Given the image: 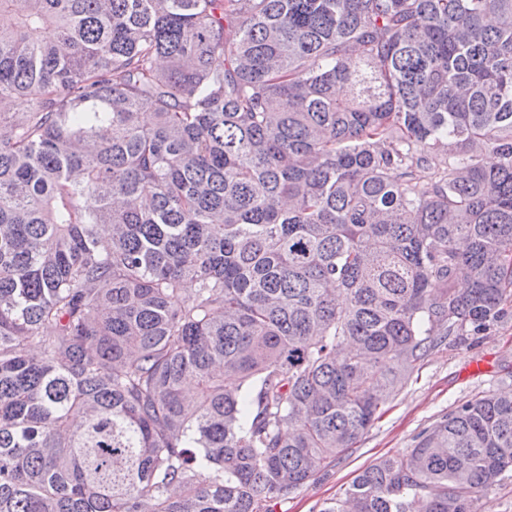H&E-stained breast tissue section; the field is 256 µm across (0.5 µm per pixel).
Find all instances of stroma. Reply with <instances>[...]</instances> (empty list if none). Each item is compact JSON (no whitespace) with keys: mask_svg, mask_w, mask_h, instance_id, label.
<instances>
[{"mask_svg":"<svg viewBox=\"0 0 512 512\" xmlns=\"http://www.w3.org/2000/svg\"><path fill=\"white\" fill-rule=\"evenodd\" d=\"M485 362V372L466 374L470 362ZM512 391V316L487 333L435 347L408 383L383 408L379 419L353 448L324 473L288 497L267 503V512H322L330 499L383 456L413 447L415 437L461 403Z\"/></svg>","mask_w":512,"mask_h":512,"instance_id":"35a3bbf8","label":"stroma"}]
</instances>
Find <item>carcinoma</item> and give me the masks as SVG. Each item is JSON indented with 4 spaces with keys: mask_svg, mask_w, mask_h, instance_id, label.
I'll return each mask as SVG.
<instances>
[{
    "mask_svg": "<svg viewBox=\"0 0 512 512\" xmlns=\"http://www.w3.org/2000/svg\"><path fill=\"white\" fill-rule=\"evenodd\" d=\"M0 17V512H264L512 313V0ZM509 472L491 393L323 512H475Z\"/></svg>",
    "mask_w": 512,
    "mask_h": 512,
    "instance_id": "obj_1",
    "label": "carcinoma"
}]
</instances>
